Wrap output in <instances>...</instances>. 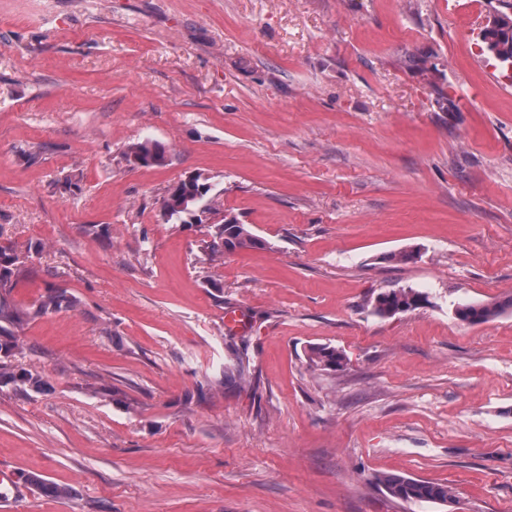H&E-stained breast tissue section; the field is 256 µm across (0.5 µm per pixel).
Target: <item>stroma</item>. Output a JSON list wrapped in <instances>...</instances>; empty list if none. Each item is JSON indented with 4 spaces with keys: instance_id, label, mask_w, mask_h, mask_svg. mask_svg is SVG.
I'll list each match as a JSON object with an SVG mask.
<instances>
[{
    "instance_id": "stroma-1",
    "label": "stroma",
    "mask_w": 512,
    "mask_h": 512,
    "mask_svg": "<svg viewBox=\"0 0 512 512\" xmlns=\"http://www.w3.org/2000/svg\"><path fill=\"white\" fill-rule=\"evenodd\" d=\"M492 0H0V246L32 317L0 383L14 512H512V78ZM443 88L453 108L436 103ZM168 149L160 167L132 143ZM207 177L217 209L161 200ZM236 217L263 247L211 262ZM415 250L413 259L398 253ZM391 288L428 300L391 317ZM235 310L243 327L224 323ZM343 351L341 372L310 346ZM245 348L251 383L224 382ZM481 42L483 43L481 50L487 53L489 58H493L502 69L512 70V35H505L500 40L490 44L482 38ZM126 159L134 166H163L168 159L167 149L159 142L146 139L132 144L126 152ZM201 174L190 175L168 189L161 203V215L173 224H202V216L214 210L211 185ZM75 301L67 294L66 290L60 288H47L46 293L41 295L39 304L34 311L35 314H46L62 309H71ZM509 310H512V298L487 304L465 303L456 308L455 315L462 322L475 324L486 322ZM308 359L311 365L324 371H342L346 364L342 351L327 345L310 346ZM375 483L392 498L404 503L431 502L442 507L453 506L455 495L448 484L384 473L375 477Z\"/></svg>"
}]
</instances>
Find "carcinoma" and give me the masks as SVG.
<instances>
[{
    "instance_id": "obj_1",
    "label": "carcinoma",
    "mask_w": 512,
    "mask_h": 512,
    "mask_svg": "<svg viewBox=\"0 0 512 512\" xmlns=\"http://www.w3.org/2000/svg\"><path fill=\"white\" fill-rule=\"evenodd\" d=\"M481 50L491 56L505 69L512 67V35H506L494 43H483ZM126 159L135 166L154 167L166 164V147L153 140L132 144L126 152ZM211 185L200 174L190 175L168 189L161 203V215L174 224H201L202 216L213 211L214 197L210 195ZM263 245L247 225L236 219L225 220L214 225L212 240L207 245L211 257H221L226 252L254 249ZM22 256L12 248L0 246V379L6 377L21 389L40 388L42 379L29 371H14L8 359L20 350L15 340L16 331L28 321L29 313L17 308L9 299L16 286L17 273L22 266ZM425 300L423 293L412 288L389 289L376 296L372 303L373 312L380 316L395 315L412 310ZM75 301L60 288H49L41 296L35 310L37 314L71 309ZM509 310L512 298L495 303H465L455 310L457 318L466 323H483ZM311 365L324 371H341L346 364L342 351L327 345L309 348ZM249 380V360L246 353L237 354L236 360L224 366V381L239 385ZM375 483L392 498L404 503L431 502L442 507L455 503L452 488L443 483L415 479L403 475L384 473L375 477ZM25 484L36 488L41 494L53 498H67L71 492L48 483L39 476L25 474Z\"/></svg>"
}]
</instances>
